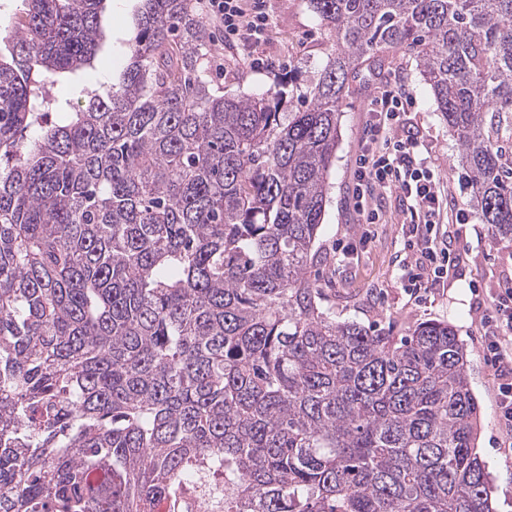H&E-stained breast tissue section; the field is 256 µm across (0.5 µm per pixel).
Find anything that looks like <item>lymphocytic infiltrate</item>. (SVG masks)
Returning <instances> with one entry per match:
<instances>
[{"instance_id":"lymphocytic-infiltrate-1","label":"lymphocytic infiltrate","mask_w":512,"mask_h":512,"mask_svg":"<svg viewBox=\"0 0 512 512\" xmlns=\"http://www.w3.org/2000/svg\"><path fill=\"white\" fill-rule=\"evenodd\" d=\"M208 17L224 24L226 46L235 49L251 69H262L261 53L274 25L266 0H203ZM415 98L402 74L380 82L369 100L361 150L355 159L352 209L358 223L381 220L372 205L378 192L389 190L403 198L402 228L409 251L398 280L411 296L428 284L447 280L457 266L456 239L450 225L465 224V209L448 207L444 186L409 114ZM492 315L484 329V350L497 376L499 418L512 429V287L491 293Z\"/></svg>"}]
</instances>
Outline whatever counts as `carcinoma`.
<instances>
[{"label": "carcinoma", "mask_w": 512, "mask_h": 512, "mask_svg": "<svg viewBox=\"0 0 512 512\" xmlns=\"http://www.w3.org/2000/svg\"><path fill=\"white\" fill-rule=\"evenodd\" d=\"M103 0H21L0 60V512H493L452 326L336 321L316 278L341 103L413 57L512 237V0H311L332 53L211 90L197 0H141L118 77L50 96Z\"/></svg>", "instance_id": "obj_1"}]
</instances>
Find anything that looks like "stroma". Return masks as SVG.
Wrapping results in <instances>:
<instances>
[{
	"label": "stroma",
	"mask_w": 512,
	"mask_h": 512,
	"mask_svg": "<svg viewBox=\"0 0 512 512\" xmlns=\"http://www.w3.org/2000/svg\"><path fill=\"white\" fill-rule=\"evenodd\" d=\"M137 7L138 0H107L94 71L114 72L123 65L128 42L135 34ZM269 9L275 27L265 52L276 59V67L257 73L224 58V33L214 25L203 56L205 75L213 88L228 96L249 97L272 88L283 74L299 90L313 87L330 53L328 28L319 24L310 0H269ZM396 71L404 73L415 97L413 125L424 135L443 180L455 192L456 203L472 215L470 223L452 228L461 251L456 269L419 301L410 299L397 280L398 264L405 256L397 195L385 192L378 198L382 210L378 224L357 223L348 201L355 158L369 119V99L378 79ZM341 111V134L319 237L317 272L325 298L335 304L338 321L385 329L395 336L405 335L409 327L423 321L439 320L454 326L467 348V375L481 408L478 453L490 473L495 512H512V459L503 453L512 435L499 423L494 370L482 348L486 310L471 289L475 281L492 288L512 281V240L496 238L494 229L477 217L460 146L411 58L389 53L382 67L362 69L351 83Z\"/></svg>",
	"instance_id": "obj_1"
}]
</instances>
